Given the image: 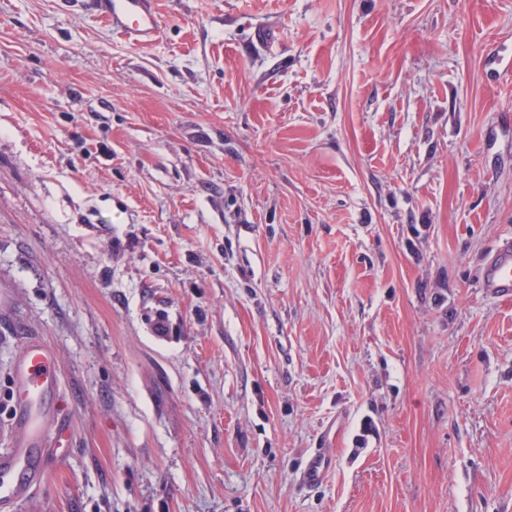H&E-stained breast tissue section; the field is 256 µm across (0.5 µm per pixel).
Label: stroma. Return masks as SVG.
<instances>
[{
  "label": "stroma",
  "mask_w": 512,
  "mask_h": 512,
  "mask_svg": "<svg viewBox=\"0 0 512 512\" xmlns=\"http://www.w3.org/2000/svg\"><path fill=\"white\" fill-rule=\"evenodd\" d=\"M156 2L0 0V448L26 337L71 420L12 512H512V0ZM76 3L126 40L149 42L160 33L155 0H76ZM479 288L493 298L512 297V238L501 240L484 263ZM331 465V458L324 450L314 453L301 473L302 482L309 486L321 483Z\"/></svg>",
  "instance_id": "1"
}]
</instances>
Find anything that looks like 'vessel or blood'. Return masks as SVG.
<instances>
[{"instance_id": "vessel-or-blood-1", "label": "vessel or blood", "mask_w": 512, "mask_h": 512, "mask_svg": "<svg viewBox=\"0 0 512 512\" xmlns=\"http://www.w3.org/2000/svg\"><path fill=\"white\" fill-rule=\"evenodd\" d=\"M113 33L143 43L154 40L161 21L155 0H78ZM479 286L493 298L512 297V238L501 240L484 263ZM60 366L53 349L43 341L28 340L13 372V403L10 425L17 438L0 453V512H11L15 503L47 475L53 454V435L68 428L58 406ZM331 465L325 451L314 453L301 473L304 484L321 483Z\"/></svg>"}]
</instances>
